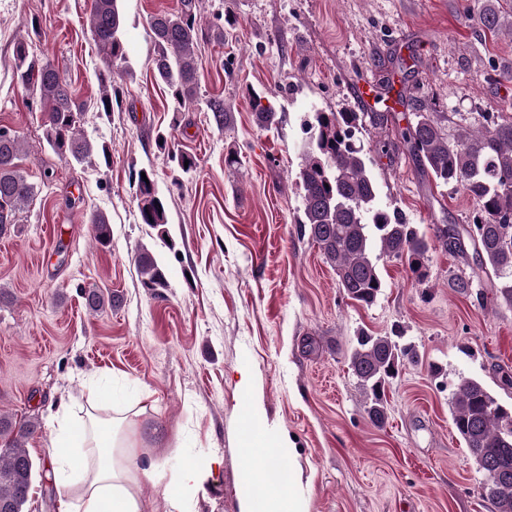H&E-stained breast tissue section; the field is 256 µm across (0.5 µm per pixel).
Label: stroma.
<instances>
[{"instance_id": "1", "label": "stroma", "mask_w": 512, "mask_h": 512, "mask_svg": "<svg viewBox=\"0 0 512 512\" xmlns=\"http://www.w3.org/2000/svg\"><path fill=\"white\" fill-rule=\"evenodd\" d=\"M472 0H206L207 21L223 40L197 50L201 105L176 110L153 76L149 18L181 0H122L127 59L115 69L111 112L97 111L102 55L88 0H0V127L23 141L19 165L39 191L0 236V415L34 419L24 447L35 465L24 512H65L52 474L48 409L65 401L83 412L143 409L164 431L146 442L142 462L165 474L185 462L208 471L184 512H241L245 493L239 442L242 405L256 406L269 438L285 440L274 461L298 486L297 512H495L484 477L455 434L451 388L477 377L504 404L502 372L512 373V308L491 291L450 287L459 261L431 241L428 278L378 255L384 288L370 306L339 288L319 248L301 233L297 175L305 111H361V90L378 95L397 59H415L401 121L416 105L473 119L512 113V37L479 30ZM63 71L89 104L80 128L107 155L60 158L45 139L36 98L21 91L18 41ZM282 115L258 130L254 96ZM231 112L218 129L205 103ZM178 144L198 161L177 177L160 147ZM237 151L241 164L224 158ZM152 171L164 200V230L142 224L139 170ZM381 205L402 208L425 231L468 224L474 205L436 184L406 151L376 158ZM105 213L111 240L100 246L88 219ZM152 253L167 287L143 288L137 264ZM116 302L90 312L85 289ZM401 328L419 361L385 390L388 419L375 426L349 368L358 332ZM251 388H243V375Z\"/></svg>"}]
</instances>
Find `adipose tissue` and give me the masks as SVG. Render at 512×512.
Returning a JSON list of instances; mask_svg holds the SVG:
<instances>
[{"label": "adipose tissue", "mask_w": 512, "mask_h": 512, "mask_svg": "<svg viewBox=\"0 0 512 512\" xmlns=\"http://www.w3.org/2000/svg\"><path fill=\"white\" fill-rule=\"evenodd\" d=\"M50 419L57 431L53 472L70 497L68 512H142L138 483L162 478L164 468L133 464L132 449L142 433L158 435V427L142 430L126 408L103 415L93 404L76 419L67 403H59ZM269 449L260 435L243 434L242 471L249 487L243 512H295V483L268 486L266 469L258 463Z\"/></svg>", "instance_id": "adipose-tissue-1"}]
</instances>
